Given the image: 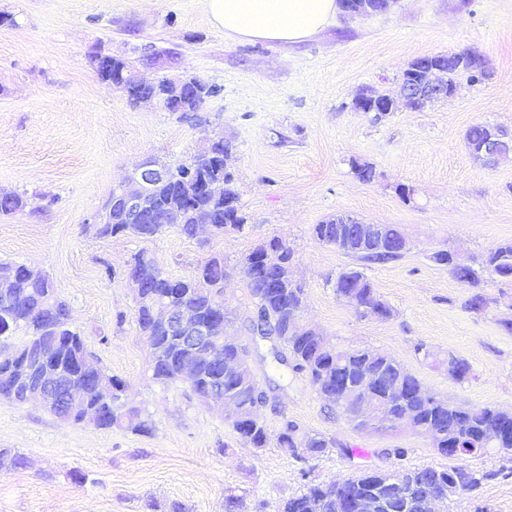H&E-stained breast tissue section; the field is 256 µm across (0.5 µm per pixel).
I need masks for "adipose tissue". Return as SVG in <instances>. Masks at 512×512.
I'll list each match as a JSON object with an SVG mask.
<instances>
[{"label": "adipose tissue", "instance_id": "obj_1", "mask_svg": "<svg viewBox=\"0 0 512 512\" xmlns=\"http://www.w3.org/2000/svg\"><path fill=\"white\" fill-rule=\"evenodd\" d=\"M214 25L235 40L294 43L329 26L336 0H203Z\"/></svg>", "mask_w": 512, "mask_h": 512}]
</instances>
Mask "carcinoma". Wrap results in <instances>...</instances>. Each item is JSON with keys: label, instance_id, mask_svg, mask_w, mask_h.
Instances as JSON below:
<instances>
[{"label": "carcinoma", "instance_id": "1", "mask_svg": "<svg viewBox=\"0 0 512 512\" xmlns=\"http://www.w3.org/2000/svg\"><path fill=\"white\" fill-rule=\"evenodd\" d=\"M445 58L444 54H436L412 61L404 71L402 81L407 83L420 79L433 64ZM193 93V89L186 87L171 94L166 98L163 108L169 112L179 111L181 120L192 126L199 125L202 123V116L194 111ZM186 168L211 181L224 183V196L237 199L232 186L233 177L224 174V165L213 164L208 160L200 162L192 158L178 164L179 172H184ZM154 204L159 221L153 224H129L124 218L118 198L112 197V223L94 225L95 235L99 238L119 234L134 235L148 240L169 227H176L182 235L191 238L198 213L206 209L215 210L216 224L212 225L215 233H240L245 229L246 217L239 207L217 210L216 203L197 191L196 181L191 178H180L157 188ZM25 205L26 200L20 194L11 190L0 191V216H9ZM382 233V242L363 244L350 235L340 233L339 225L333 217L312 226V235L319 242L370 263H383L399 257V254L388 251L402 237L398 227L384 224ZM132 259L136 260L135 270L147 285L143 298L136 305L137 333L144 342L150 343L159 351L152 378L164 383L175 381L180 343L162 324L150 318L148 309L162 304L173 307L186 304L205 319L219 315L224 308L226 267L224 262L212 259L201 265L191 278H173L158 268L154 260L143 251L134 254ZM433 260L446 264L457 281L471 288L481 286V268L495 273L503 280H512V241L503 242L488 250L481 257L478 269L472 265H452L447 251L434 254ZM245 277L248 278L246 286L255 302V314L284 336L283 349L274 352L277 362L306 378L328 413H347L345 405L336 404V378L348 381L353 387L367 381L366 373L373 371L381 376L384 386L374 387L372 399L382 406L387 422L391 423L405 413L413 415L417 427L425 430L436 429L442 434L445 446L438 447V452L445 456H481L492 450L512 456L511 411L492 406L468 408L441 398L424 400L417 396V389L421 387L419 380L389 353L372 348L344 350L331 345L322 347L308 336L288 334L291 314L303 305L302 284L288 283L273 292L258 276L247 273ZM334 288L337 297L355 307L364 316H372L380 308L386 309L388 314L391 313L388 305L377 295L373 283L357 267L341 271L336 277ZM53 307L63 311L69 305L56 295L47 276L28 277L22 274L11 288L3 287V281L0 280V338L7 340L12 336L22 337L17 344H1L0 355L12 354L21 360L33 358L36 350L48 343L43 319ZM416 352L438 366L455 367L458 381L467 379L471 373L469 363L452 353L441 357L423 344L416 346ZM96 375L99 388L87 395V402L112 407V413L100 422V427L124 428L136 434L150 433L152 420L142 410L126 407L113 391L120 380L99 365L96 366ZM216 388L224 391V396L236 400L252 411L255 410L254 404L262 401L261 393L264 392L249 365L244 368L241 376L228 381L213 372L209 365H201L198 381L193 387L195 396L200 400L207 391ZM233 428L240 440L253 448H265L271 440L263 421L246 425L235 423ZM335 445L336 441L333 439L320 433L305 431L298 423L288 419L283 420L276 436V447L300 461L317 457L325 449ZM436 474L446 481L459 483L451 491L453 496L471 492L481 482L498 476L496 471H485L478 476L466 466L409 468L395 474L402 484L405 497L394 501L382 500L376 512H410L406 509L407 501L418 496L420 485L429 482ZM387 476L388 472L373 469L348 477L346 482L354 495L361 496L377 490L382 479ZM305 499L310 501L308 512H337L336 484L333 482L313 484L306 492L289 497L281 504L280 512H298L300 503Z\"/></svg>", "mask_w": 512, "mask_h": 512}]
</instances>
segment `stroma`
I'll use <instances>...</instances> for the list:
<instances>
[{"label":"stroma","mask_w":512,"mask_h":512,"mask_svg":"<svg viewBox=\"0 0 512 512\" xmlns=\"http://www.w3.org/2000/svg\"><path fill=\"white\" fill-rule=\"evenodd\" d=\"M3 13L15 22L0 24V189L42 200L39 213L0 218V260L49 276L70 305L73 329L153 429L66 425L37 405L0 401V451L28 461L0 470V512H146L150 500L155 512L174 502L185 512H224L230 494L241 512H278L311 479L458 465L411 429L360 432L327 417L309 382L277 363L269 343L252 344L254 304L240 264L273 237L294 254L306 296L301 322L336 348L388 352L432 394L512 411V334L501 325L512 317V282L483 273L487 303L473 312L465 307L471 288L432 259L451 250L475 261L512 240V160L486 166L464 139L477 123L512 131V0H391L381 13L337 12L295 44L228 39L200 0H0ZM145 45L172 52L173 61L162 69L143 61ZM100 50L127 58L146 79L163 71L219 86L205 105L209 125L192 128L177 113L131 105L88 66ZM461 50L487 62L485 80L459 77L452 97L417 112L355 111L358 93H393L412 60ZM215 135L233 145L227 169L247 217L243 232L189 239L171 228L143 240L89 231L87 220L143 159L186 161ZM358 164L373 167L371 181L356 176ZM336 213L398 225L408 247L386 263H359L311 233ZM141 250L176 278L223 259L225 307L260 385L275 388L276 409L263 411L270 433L288 418L335 447L300 463L273 446L244 445L188 383L152 380L124 275ZM357 264L390 317L362 316L337 298L338 272ZM420 343L464 358L469 378L454 380L417 355ZM344 446L350 455H341ZM394 448L404 457L391 456ZM468 465L498 476L449 502L448 512H512V463L490 453ZM78 474L84 482H75Z\"/></svg>","instance_id":"stroma-1"}]
</instances>
